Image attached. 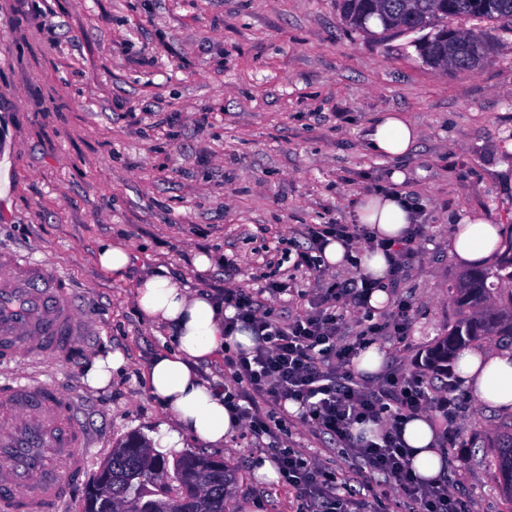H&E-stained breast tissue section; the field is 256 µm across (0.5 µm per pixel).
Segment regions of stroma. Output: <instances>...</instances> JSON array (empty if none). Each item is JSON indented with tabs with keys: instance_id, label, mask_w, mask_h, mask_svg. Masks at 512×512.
<instances>
[{
	"instance_id": "35a3bbf8",
	"label": "stroma",
	"mask_w": 512,
	"mask_h": 512,
	"mask_svg": "<svg viewBox=\"0 0 512 512\" xmlns=\"http://www.w3.org/2000/svg\"><path fill=\"white\" fill-rule=\"evenodd\" d=\"M460 26L497 43L491 61L427 66L412 34L377 42L350 31L336 0H0V248L58 266L93 325L73 365H26L85 401L88 474L118 440L153 437L168 420L143 378L170 344L137 315L144 267L164 265L212 293L257 287L275 270L312 287L293 265L295 228L351 223L358 197L396 171L431 235L401 283L414 315L404 366H423L455 318L453 218L512 224V26ZM387 112L420 131L406 156L368 146V124ZM104 241L131 251L126 280L98 266ZM203 253L232 269L197 272ZM116 351L125 363L111 386L89 389L88 360ZM461 401L454 454L473 512H512L485 445L505 417L469 393ZM182 443L234 470L232 502L294 512L293 490L255 475L262 443L241 433L210 450L188 434Z\"/></svg>"
}]
</instances>
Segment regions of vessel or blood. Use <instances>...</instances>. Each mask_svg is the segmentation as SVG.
Returning a JSON list of instances; mask_svg holds the SVG:
<instances>
[{
	"label": "vessel or blood",
	"mask_w": 512,
	"mask_h": 512,
	"mask_svg": "<svg viewBox=\"0 0 512 512\" xmlns=\"http://www.w3.org/2000/svg\"><path fill=\"white\" fill-rule=\"evenodd\" d=\"M67 279L49 261L0 249V368L70 364L89 333ZM77 399L29 377L0 383V512H62L87 472L91 442Z\"/></svg>",
	"instance_id": "vessel-or-blood-1"
}]
</instances>
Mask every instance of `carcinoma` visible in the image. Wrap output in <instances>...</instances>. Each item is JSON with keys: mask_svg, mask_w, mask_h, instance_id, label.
<instances>
[{"mask_svg": "<svg viewBox=\"0 0 512 512\" xmlns=\"http://www.w3.org/2000/svg\"><path fill=\"white\" fill-rule=\"evenodd\" d=\"M340 16L351 30L374 38L390 33L424 32L414 41L423 63L471 71L494 51L474 30L448 26L452 18L512 24V0H337ZM512 286V225L507 226L504 255L490 269L461 272L449 287L457 316L425 358L427 366L448 372L449 364L474 342L506 337L512 343V297L499 301L502 287ZM500 484L512 497V421L492 440ZM233 473L213 457L184 452L173 461L138 434L112 448L87 486L82 512H229Z\"/></svg>", "mask_w": 512, "mask_h": 512, "instance_id": "obj_1", "label": "carcinoma"}]
</instances>
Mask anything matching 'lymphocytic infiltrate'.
<instances>
[{"label": "lymphocytic infiltrate", "instance_id": "lymphocytic-infiltrate-1", "mask_svg": "<svg viewBox=\"0 0 512 512\" xmlns=\"http://www.w3.org/2000/svg\"><path fill=\"white\" fill-rule=\"evenodd\" d=\"M295 264L312 275L315 287L302 290V313L287 321L275 319L267 300L289 288L276 273L263 276L257 290L228 288L225 307L234 311L224 327L244 326L254 334L252 350L225 347L224 370L241 386V393L224 398L241 419L246 434L267 438V452L286 485L296 493V512H376V504L397 500L403 512H472L466 490L447 474L432 482L414 478L400 429L414 415L437 413L442 419L440 447L459 445L455 387L433 388L424 373L407 371L392 359L384 374L369 381L357 376L354 360L380 338L407 348L413 308L396 296L391 308L374 314L369 298L377 284L361 270L350 276L324 279L321 255L328 240H340L348 251L380 249L389 262V281L397 283L428 238L427 227L410 225L398 241L378 239L363 224H305ZM359 313L360 328L347 333V318ZM295 403L289 413L287 403ZM299 419L312 436L331 440L349 459L356 475L348 483L333 460L319 452L284 448L282 436L292 419ZM381 425L378 442L354 432L356 424Z\"/></svg>", "mask_w": 512, "mask_h": 512}]
</instances>
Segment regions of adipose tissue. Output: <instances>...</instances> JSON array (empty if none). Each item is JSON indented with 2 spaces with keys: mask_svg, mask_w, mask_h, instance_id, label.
Wrapping results in <instances>:
<instances>
[{
  "mask_svg": "<svg viewBox=\"0 0 512 512\" xmlns=\"http://www.w3.org/2000/svg\"><path fill=\"white\" fill-rule=\"evenodd\" d=\"M419 136L415 125L389 112L372 123L367 142L377 153L403 157ZM391 180L392 190L363 196L354 207L353 218L368 225L378 237L396 241L404 236L415 215L399 189L404 174L394 172ZM501 236L500 225L467 214L452 224L448 248L462 267L483 266L496 255ZM134 300L140 320L166 326L175 341L174 349L152 357L145 372L149 393L169 417L168 424L161 427L162 445L179 447L181 434L187 431L204 445L222 447L240 430L241 423L225 405L223 389L204 380L198 366L222 353L225 345L252 348L251 331L240 329L225 336L223 301L205 290L191 291L181 277L163 267L137 282ZM458 378L481 404L505 415L512 413V349L464 350ZM402 439L411 450L410 467L418 477L431 481L442 474L445 459L437 445V426L429 415L406 419Z\"/></svg>",
  "mask_w": 512,
  "mask_h": 512,
  "instance_id": "1",
  "label": "adipose tissue"
}]
</instances>
